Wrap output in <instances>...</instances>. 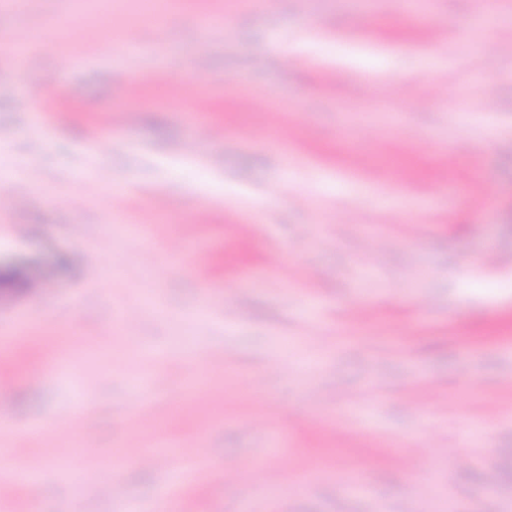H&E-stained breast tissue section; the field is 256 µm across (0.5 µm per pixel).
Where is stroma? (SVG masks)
Instances as JSON below:
<instances>
[{
    "label": "stroma",
    "mask_w": 512,
    "mask_h": 512,
    "mask_svg": "<svg viewBox=\"0 0 512 512\" xmlns=\"http://www.w3.org/2000/svg\"><path fill=\"white\" fill-rule=\"evenodd\" d=\"M423 2L114 0L86 45L93 0H0V161L82 197L0 211V462H44L0 512H512V53Z\"/></svg>",
    "instance_id": "1"
}]
</instances>
